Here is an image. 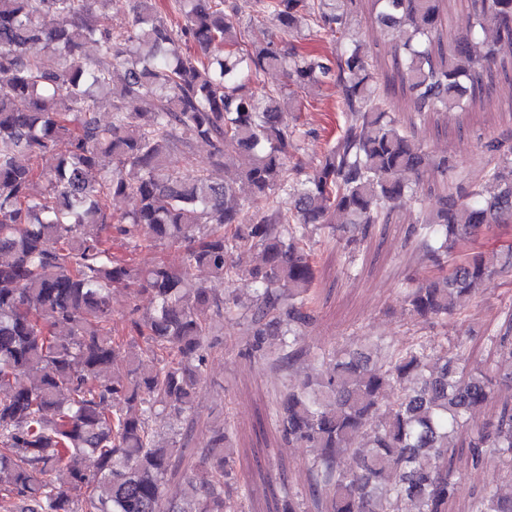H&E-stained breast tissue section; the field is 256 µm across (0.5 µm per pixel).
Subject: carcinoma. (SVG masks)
<instances>
[{
  "mask_svg": "<svg viewBox=\"0 0 512 512\" xmlns=\"http://www.w3.org/2000/svg\"><path fill=\"white\" fill-rule=\"evenodd\" d=\"M129 1L132 24L116 32L106 12ZM97 2L96 12L84 0H0V509L251 512L230 417L194 449L196 465L185 464L177 437L161 444L149 424L159 412L191 415L224 321L235 319L249 354L271 369L288 375L308 357L309 372L276 394L272 410L283 445L316 449L307 489L317 512H453L461 476L491 465L502 484L475 490L465 512H512V397L477 420L512 389V306L500 328L484 331L482 354L458 337L432 343L415 332L359 348L303 344L318 316L316 236L345 241L352 264L369 229L404 198L419 210L408 237L426 260L406 289L410 320L470 318L461 302L512 272V127L481 143L484 180L472 182L395 119L360 40L334 60L273 42L245 49L236 2L173 0L177 25L157 0ZM244 2L291 37L348 27V0ZM367 2L377 23L401 32L400 77L418 117L474 112L512 70V0H471L462 35L448 30L451 0ZM47 13L58 27H43ZM178 38L197 52L170 53ZM268 69L287 74L288 101L252 90ZM323 87L336 90L343 122L305 177L292 161L305 131L284 114L295 94ZM197 143L218 165L246 159L234 182L186 179L167 165ZM45 155L55 160L47 173L37 166ZM432 176L441 177L434 206L423 193ZM281 192L295 196L293 210L280 207ZM258 195L267 198L261 214L249 207ZM128 196L136 207L113 212ZM340 214L346 223L333 224ZM115 241L182 246L184 261L117 257ZM252 249L260 264L232 260ZM194 268L230 288L210 293ZM239 280L251 284L249 297L233 288ZM116 288L150 293L152 307L114 326ZM128 342L141 343V355L122 357ZM175 475L179 501L164 493ZM298 498L284 491L276 512H301Z\"/></svg>",
  "mask_w": 512,
  "mask_h": 512,
  "instance_id": "1",
  "label": "carcinoma"
}]
</instances>
